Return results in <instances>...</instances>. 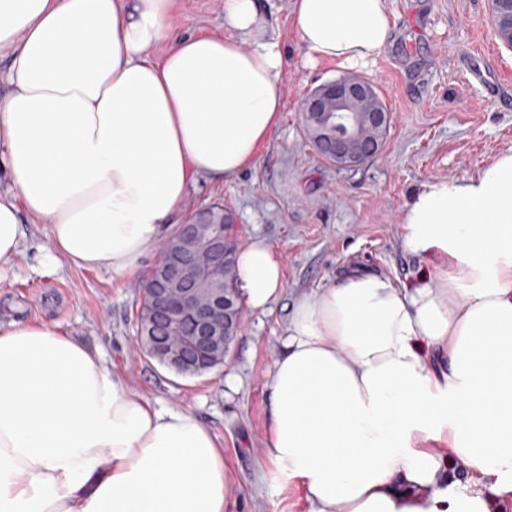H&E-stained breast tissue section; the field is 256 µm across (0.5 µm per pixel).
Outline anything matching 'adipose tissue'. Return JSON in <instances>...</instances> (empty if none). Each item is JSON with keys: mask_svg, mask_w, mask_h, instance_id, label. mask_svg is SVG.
I'll use <instances>...</instances> for the list:
<instances>
[{"mask_svg": "<svg viewBox=\"0 0 512 512\" xmlns=\"http://www.w3.org/2000/svg\"><path fill=\"white\" fill-rule=\"evenodd\" d=\"M176 0H0V273L26 216L60 259L140 279L200 179L256 160L282 112L286 54L259 0L220 34L174 35ZM310 63L373 62L388 0H290ZM164 47L153 58L156 47ZM404 245L437 258L403 287L345 274L298 297L267 383L266 459L311 512H501L512 502V149L425 183ZM244 303L284 292L279 255L238 250ZM462 473L463 485L448 483ZM210 430L152 404L48 321L0 324V512H226Z\"/></svg>", "mask_w": 512, "mask_h": 512, "instance_id": "ef3b65f1", "label": "adipose tissue"}]
</instances>
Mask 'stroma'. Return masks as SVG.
Returning <instances> with one entry per match:
<instances>
[{
  "mask_svg": "<svg viewBox=\"0 0 512 512\" xmlns=\"http://www.w3.org/2000/svg\"><path fill=\"white\" fill-rule=\"evenodd\" d=\"M389 41L362 76L391 114L379 154L354 169L326 160L309 139L306 94L342 76L333 62L310 64L287 0H262V14L286 51L283 112L254 163L226 181L190 188L183 219L214 204L231 211L238 246L262 240L281 257L285 289L272 311H243L222 367L178 375L137 347L138 282L65 264L32 272L50 226L29 220L26 251L0 280V323L48 320L100 351L126 384L152 403L189 410L224 450L228 512H310L301 490L262 455L266 384L280 351L289 304L349 272L413 286L431 268L407 252L402 214L422 184L468 178L512 148V48L494 29L491 0H388ZM178 34L220 32L224 0H178Z\"/></svg>",
  "mask_w": 512,
  "mask_h": 512,
  "instance_id": "obj_1",
  "label": "stroma"
}]
</instances>
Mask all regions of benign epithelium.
Returning a JSON list of instances; mask_svg holds the SVG:
<instances>
[{"label":"benign epithelium","instance_id":"benign-epithelium-1","mask_svg":"<svg viewBox=\"0 0 512 512\" xmlns=\"http://www.w3.org/2000/svg\"><path fill=\"white\" fill-rule=\"evenodd\" d=\"M304 114L314 146L341 169L356 168L380 151L390 124V112L375 86L349 73L318 86L304 101ZM195 223L182 224L166 239L161 256L143 288L150 293L146 317L171 320L189 317L196 335L175 343H160L146 333L139 337L150 355L164 356L174 371H200L224 351L226 340L240 326L229 300H207L212 285L224 281V237L207 232L210 209L194 212Z\"/></svg>","mask_w":512,"mask_h":512}]
</instances>
